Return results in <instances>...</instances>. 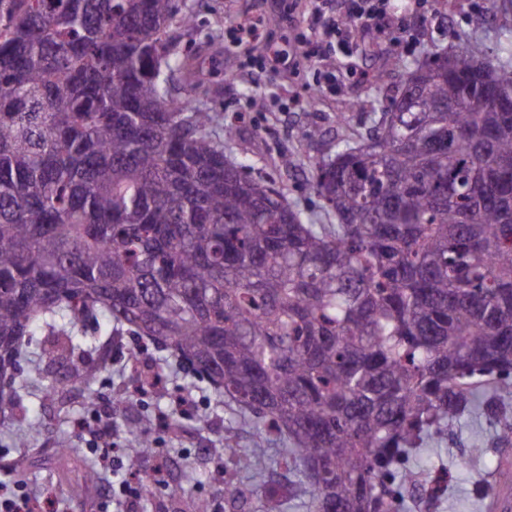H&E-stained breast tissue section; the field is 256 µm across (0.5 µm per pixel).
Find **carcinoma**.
I'll list each match as a JSON object with an SVG mask.
<instances>
[{
  "label": "carcinoma",
  "mask_w": 512,
  "mask_h": 512,
  "mask_svg": "<svg viewBox=\"0 0 512 512\" xmlns=\"http://www.w3.org/2000/svg\"><path fill=\"white\" fill-rule=\"evenodd\" d=\"M191 23L175 0H0V411L37 329L71 363L43 397L79 382L95 410L101 365L73 357L100 316L94 335L145 337L277 434L306 512L434 505L409 461L460 418L512 444V69L431 53L366 138L309 162L314 213L224 155L236 129L170 34ZM103 479L88 463L68 492Z\"/></svg>",
  "instance_id": "1"
}]
</instances>
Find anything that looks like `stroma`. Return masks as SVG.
<instances>
[{
  "label": "stroma",
  "mask_w": 512,
  "mask_h": 512,
  "mask_svg": "<svg viewBox=\"0 0 512 512\" xmlns=\"http://www.w3.org/2000/svg\"><path fill=\"white\" fill-rule=\"evenodd\" d=\"M182 12L196 15L194 26L178 29L182 43L198 50L204 61L203 80L210 104L234 123L237 133L226 147L231 158H249L257 171L284 187L291 202L316 209L317 201L305 185L308 159L333 149L341 130L338 114L351 115L350 127L367 131L374 112L384 102V89L376 83H359L344 77L336 93L311 99L317 66L305 62L299 44L306 25L302 7L293 0H178ZM250 21L257 38L247 47L228 41L204 42L211 29H226L231 21ZM467 44L474 55L494 66L512 67V0H420L418 8L402 12L384 37L361 34L352 45L357 67L376 74L387 73L399 82L418 61L438 49ZM288 52V65L262 73L252 72L247 57H261L269 45ZM320 129L309 137L310 129ZM296 168H289V161ZM85 362H104L105 368L92 388L96 410L111 426L109 438L120 453L105 467V480L82 497L68 494L80 482L89 462L101 456L88 452L76 424L84 419L82 400L87 388L71 387L70 402L60 406L42 399L40 387L49 374L42 360H22L17 381L28 385L20 394L13 417L0 424V481H20L38 497H51L54 512H183V501L171 489L193 471L192 495L207 499L211 512H249L231 503L222 489L229 477L252 480L264 486H284L288 470L281 460L282 443L271 437L256 441L243 424L241 412L215 396L205 381L170 357L168 352L144 347L137 337L113 336L105 352L93 349L82 354ZM163 366L158 388L138 393L137 388L156 366ZM128 397L124 415L112 412V397ZM149 438L152 449L130 462L124 448L134 434ZM486 453L469 475L454 474L448 491L429 509L411 506L410 512H491L482 497L484 482H503L512 493V445L496 443L483 420L466 416L455 426L448 443L427 448L418 466L427 479L438 477L449 456H463L472 444ZM239 448L231 456L223 445ZM35 448L33 464L25 479L15 477L16 460L26 448ZM159 470V480L136 497L109 498L110 487L130 480L134 471Z\"/></svg>",
  "instance_id": "1"
}]
</instances>
